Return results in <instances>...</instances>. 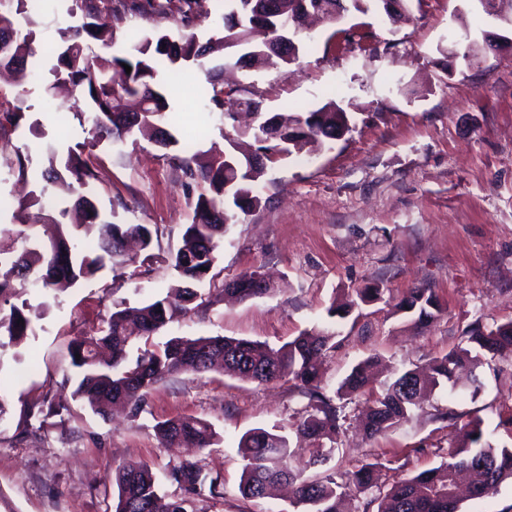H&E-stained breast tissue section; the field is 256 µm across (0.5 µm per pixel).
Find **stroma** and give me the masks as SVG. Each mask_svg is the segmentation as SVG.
I'll return each instance as SVG.
<instances>
[{"mask_svg":"<svg viewBox=\"0 0 512 512\" xmlns=\"http://www.w3.org/2000/svg\"><path fill=\"white\" fill-rule=\"evenodd\" d=\"M36 22L32 60L49 70L57 30L83 23L72 0H28ZM492 21L478 0H408L405 19L391 24L371 10L341 21L321 20L299 35V58L287 67L238 64L224 52L229 83L253 91L275 114L308 112L335 102L347 115L342 139L284 156L267 169L261 205L236 212L218 261L199 287L204 302L155 334L228 336L279 345L313 328L335 327L336 349L324 363L335 390L359 362L381 357L389 370L424 366L460 343L472 324L512 320V51H485L464 62L446 57L451 36L482 41ZM163 31L179 39L171 18L126 13L114 54H130L136 37ZM356 41H346L345 31ZM199 71L161 78L171 132L193 150L220 151L234 131L198 93ZM81 97L52 95L46 82L21 89L0 78V113L23 111L18 128L0 131V225L37 223L40 205L19 210L24 189L17 167L40 168L43 147L60 154L80 148L96 176L87 190L115 224H144L153 232L150 259L134 256L74 287L25 298L41 314L21 347L0 348V512H113L110 476L127 460L153 467L165 498L181 491L169 475V453L154 426L192 416L211 423L220 443L190 450L205 469L221 472L224 495L192 497L188 512H293L287 496L251 500L238 486V444L254 428H290L307 400L291 381L257 384L222 373H180L158 383L139 414H94L73 396L77 370L68 347L95 333L116 304L136 306L165 295L175 278L171 257L191 221L183 173L168 150L139 137L122 144L93 139ZM269 278V295L245 301L222 296L226 281L245 272ZM378 288L379 300L360 304L340 320L331 303ZM413 288H429L441 310L418 326L395 310ZM478 383L460 378L436 388L422 411L385 434L358 428L365 395L352 396L330 464L346 471L379 456V484L432 468L479 424L494 444L512 443V358L480 366ZM59 405L40 431L17 438L24 409Z\"/></svg>","mask_w":512,"mask_h":512,"instance_id":"stroma-1","label":"stroma"}]
</instances>
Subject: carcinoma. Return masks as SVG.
Returning <instances> with one entry per match:
<instances>
[{
  "mask_svg": "<svg viewBox=\"0 0 512 512\" xmlns=\"http://www.w3.org/2000/svg\"><path fill=\"white\" fill-rule=\"evenodd\" d=\"M87 21L78 26L59 29L55 47L56 64L51 68L53 81L49 89H81L92 102L86 116L91 130L111 139H122L119 121L126 108L124 99L135 97L146 102L142 113L125 125L126 136L136 130H153L155 141L164 149L178 148L174 155L186 178L185 187L193 192L200 184L208 186L191 202V222L185 228L182 245L173 259L179 285L164 297L140 306L123 307L112 312L99 329L101 335L80 336L70 344L71 363L81 370L74 395L88 402L100 415L114 404H125L140 411L145 397L160 381L169 376L190 372L206 374L224 371L244 381L266 384L288 379L303 388L309 398L306 415L294 427L297 437L316 442L308 466L319 469L335 451L336 433L345 419L343 407L335 398L363 393L370 386L364 366H355L337 390V397L327 395L323 384V360L335 348L336 331H305L279 347L243 338L226 336H173L161 346H148L132 359L129 355L134 339L150 338L167 327L175 317L186 313L197 300L196 286L202 283L217 260L228 221L233 219L227 204L242 212L258 206L261 198L257 187L266 174V164H253L236 149L227 150L236 169L224 168V154L208 155L188 147L165 128L168 109L163 94L157 89L158 66L171 72L193 66L205 75L206 84L200 94L210 109L224 112L233 119L238 110L261 111V101L246 88L234 95L224 94L217 77L221 65L210 61L227 47L243 50L240 60L275 65L262 54L263 47L248 41L252 26H237L234 11L222 16V30L201 43L190 33L178 40L156 32L139 38L130 55H114L113 68L123 74L121 82L97 67L100 52L112 49L116 30L112 21L100 17L96 0H74ZM208 0H119L112 13L125 11L145 15H179L183 27L190 28L196 19L208 15ZM27 0L0 2V65L13 70L18 85L29 81L27 59L32 54L33 31H21V24L35 21L26 16ZM131 67L126 72L124 66ZM349 131L347 116L329 103L319 109L289 117L270 136L262 126L252 129L255 142L265 160L302 150L309 143L338 140ZM47 167L40 174L29 173L27 164L18 161V175L30 182L35 200L45 198L48 185L75 179L84 185L92 171L80 154L71 150L66 158L56 150H47ZM0 227V235L11 233ZM23 242L18 252L0 250V302L9 303L17 296L16 285L33 286L45 295L61 287H72L80 280L95 275L125 256L126 244L133 240L141 249L150 248L152 231L143 224L104 223L94 202L86 195L77 198L69 209L49 212L42 230L32 227L15 232ZM255 273L245 272L224 285V292L242 300L260 297L267 288L253 287ZM397 311L424 325L440 312V304L428 288H413L397 305ZM33 330L31 309L27 302L11 304L9 311L0 308V334L8 336V344L20 345ZM512 356V320L486 328L477 323L447 354L431 360L428 380L416 369H406L383 385L380 393L369 399L365 412L366 431L370 436L387 432L408 421L422 408L423 395L439 384L452 381L458 369L466 365L491 363ZM155 428L171 453L169 474L184 496L159 505L158 486L152 466L144 460H130L116 466L112 484L117 489L115 512H187L189 496L205 493L224 496V479L211 474L178 453L190 442L202 450L219 444L214 427L201 419L183 416L160 421ZM242 478L239 491L249 499L266 498L269 488L286 483L293 488L292 506L296 512H340V501L356 495L365 499L364 510L377 505L376 512H461L462 503L453 495L455 477L469 473L472 482L481 487L474 500L496 495L500 486L512 482V445L497 446L484 439L479 425H473L468 442L448 449V457L438 466L421 471L384 488L375 480L377 462H365L346 472H329L313 478L292 465L293 451L289 435L255 428L239 440Z\"/></svg>",
  "mask_w": 512,
  "mask_h": 512,
  "instance_id": "obj_1",
  "label": "carcinoma"
}]
</instances>
